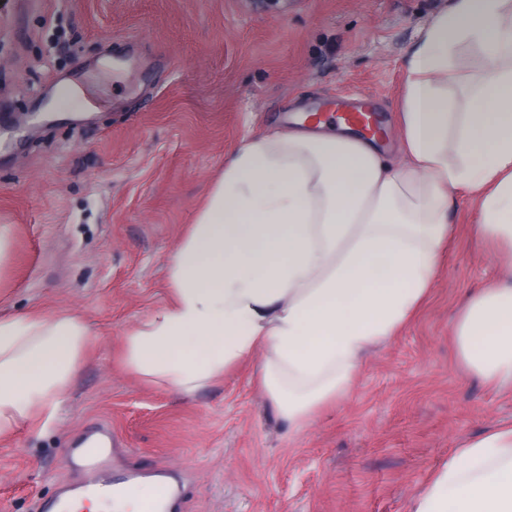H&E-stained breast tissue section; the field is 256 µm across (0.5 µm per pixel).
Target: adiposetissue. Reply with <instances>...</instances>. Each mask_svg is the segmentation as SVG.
Returning a JSON list of instances; mask_svg holds the SVG:
<instances>
[{
	"label": "adipose tissue",
	"mask_w": 512,
	"mask_h": 512,
	"mask_svg": "<svg viewBox=\"0 0 512 512\" xmlns=\"http://www.w3.org/2000/svg\"><path fill=\"white\" fill-rule=\"evenodd\" d=\"M512 0H453L408 54L403 163L349 125L306 115L243 141L168 260L171 302L125 338L124 362L182 396L254 362L293 427L351 392L371 346L426 298L448 236L449 189L474 196L478 230L512 244ZM484 66L448 101L457 49ZM465 365L512 386V267L453 326ZM79 317L0 318V436L48 426L90 345ZM411 512H512V427L469 442Z\"/></svg>",
	"instance_id": "obj_1"
}]
</instances>
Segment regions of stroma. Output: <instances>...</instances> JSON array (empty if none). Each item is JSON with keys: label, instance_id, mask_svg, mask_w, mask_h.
I'll return each mask as SVG.
<instances>
[{"label": "stroma", "instance_id": "1", "mask_svg": "<svg viewBox=\"0 0 512 512\" xmlns=\"http://www.w3.org/2000/svg\"><path fill=\"white\" fill-rule=\"evenodd\" d=\"M451 0H0V316L69 313L91 332L60 417L0 438V512L65 483L69 448L112 425L109 469H165L180 512H410L457 448L512 426V391L466 368L452 329L507 247L450 190L429 294L366 358L351 396L290 429L252 364L186 398L130 373L129 330L167 305V260L244 138L369 95L395 146L406 59ZM86 104L29 131L58 87Z\"/></svg>", "mask_w": 512, "mask_h": 512}]
</instances>
